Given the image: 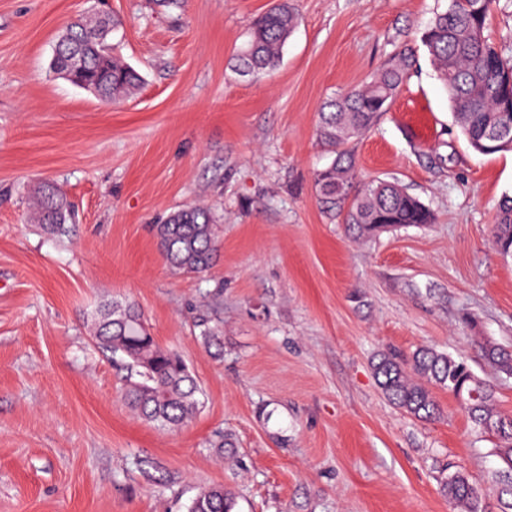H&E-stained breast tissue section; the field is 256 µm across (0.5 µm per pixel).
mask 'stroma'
Instances as JSON below:
<instances>
[{"label": "stroma", "mask_w": 512, "mask_h": 512, "mask_svg": "<svg viewBox=\"0 0 512 512\" xmlns=\"http://www.w3.org/2000/svg\"><path fill=\"white\" fill-rule=\"evenodd\" d=\"M273 3L0 0V512H188L214 486L235 512H460L441 491L455 473L484 490L482 512H512L496 439L443 389L440 417H408L372 368L448 352L512 415V377L478 345L512 350V259L492 243L512 152L476 153L455 123L421 40L448 0H291L298 24L257 81L234 58ZM99 10L142 77L119 104L49 70L58 34ZM403 51L407 80L345 149L357 184L397 181L436 221L361 238L315 189L334 159L317 113ZM44 181L77 208L66 236L30 219ZM200 202L219 256L183 275L151 227ZM113 300L137 303L199 383L182 429L128 408L125 371L89 333ZM202 316L219 318L223 356ZM225 433L231 462L212 447ZM203 326L201 330L200 339L209 351L214 349V355L221 356L224 352V336L222 334L219 322H215L213 325L208 320H202Z\"/></svg>", "instance_id": "1"}]
</instances>
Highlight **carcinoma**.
<instances>
[{"instance_id": "1", "label": "carcinoma", "mask_w": 512, "mask_h": 512, "mask_svg": "<svg viewBox=\"0 0 512 512\" xmlns=\"http://www.w3.org/2000/svg\"><path fill=\"white\" fill-rule=\"evenodd\" d=\"M494 0H449L435 14L422 36L440 80L448 92L451 112L469 146L482 155L512 151V55L484 35ZM298 23L289 0L257 16L250 38L238 54L239 69L253 78L270 75ZM102 21L78 19L56 38L52 52L61 73L80 64L97 79L98 96L117 104L132 95L141 76L112 55L100 40ZM412 65L401 53L381 69L366 87L325 102L320 108L319 136L338 151L333 164L315 174V186L331 209H342L353 188L354 162L341 150L350 138L368 132L388 111ZM74 211L61 189L41 183L32 196V221L50 235L64 236ZM349 223L361 236H375L410 224H432V212L394 182L374 180L355 198ZM167 263L184 274L208 271L216 260V224L207 207L191 206L170 213L153 227ZM493 238L500 254L512 250V196L502 200ZM205 348L220 356L224 336L219 323H201ZM92 334L97 344L122 361L129 374L125 390L132 409L144 420L178 427L199 409V386L183 358L156 343L144 315L133 304L109 303L99 310ZM484 359L499 372L512 375V350L486 341ZM379 388L395 407L417 420L441 413L434 389L463 396L462 405L474 426L495 436L498 456L512 470V416L501 414L492 390L463 362L431 348H418L408 357L379 355L373 363ZM448 499L464 512H481L484 491L462 475L443 483ZM235 494L224 487L208 488L192 501L188 512H234Z\"/></svg>"}]
</instances>
